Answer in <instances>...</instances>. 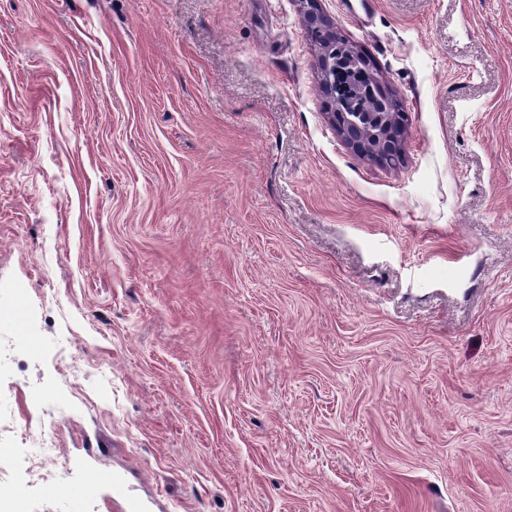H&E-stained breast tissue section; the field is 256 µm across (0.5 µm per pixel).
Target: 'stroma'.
Returning a JSON list of instances; mask_svg holds the SVG:
<instances>
[{"label":"stroma","mask_w":512,"mask_h":512,"mask_svg":"<svg viewBox=\"0 0 512 512\" xmlns=\"http://www.w3.org/2000/svg\"><path fill=\"white\" fill-rule=\"evenodd\" d=\"M322 6L399 169L330 126L296 0H0L20 512L102 469L142 512H512V0ZM377 139V147L379 149H384L387 146H397L401 150L403 149L404 141H405V132H403L400 136H395L391 131H387L384 133L374 134ZM401 150L395 151L390 150L387 152H382L379 156L376 157V161L379 165L386 168H396L399 165L403 164V156Z\"/></svg>","instance_id":"stroma-1"}]
</instances>
